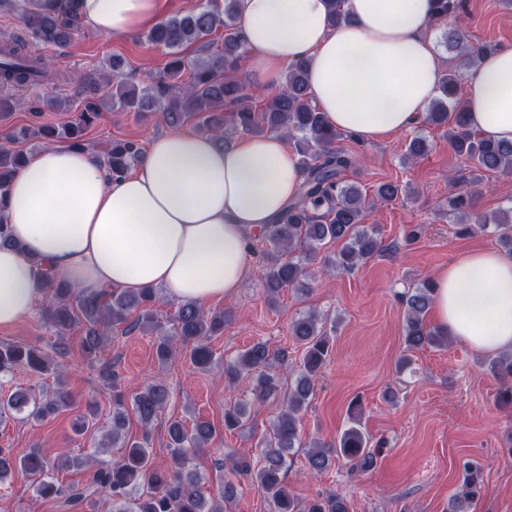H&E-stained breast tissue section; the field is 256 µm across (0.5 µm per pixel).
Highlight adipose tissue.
I'll list each match as a JSON object with an SVG mask.
<instances>
[{"label":"adipose tissue","instance_id":"adipose-tissue-1","mask_svg":"<svg viewBox=\"0 0 512 512\" xmlns=\"http://www.w3.org/2000/svg\"><path fill=\"white\" fill-rule=\"evenodd\" d=\"M334 28L327 0H237L254 66L278 80L294 61L329 123L364 142L412 128L442 77L431 0H346ZM87 22L114 38L160 22L158 0H80ZM467 119L512 143V49L488 53L468 79ZM299 159L281 134L228 147L191 131L153 139L143 160L112 178L103 155L46 146L13 180L0 247V328L28 315L44 271L88 293L152 287L179 301L234 298L249 270L251 232L298 197ZM440 331L480 353L512 349V258L461 254L433 279Z\"/></svg>","mask_w":512,"mask_h":512}]
</instances>
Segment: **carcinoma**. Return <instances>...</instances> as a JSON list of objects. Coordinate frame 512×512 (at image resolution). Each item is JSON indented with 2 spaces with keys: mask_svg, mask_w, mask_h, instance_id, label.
<instances>
[{
  "mask_svg": "<svg viewBox=\"0 0 512 512\" xmlns=\"http://www.w3.org/2000/svg\"><path fill=\"white\" fill-rule=\"evenodd\" d=\"M433 3L437 22L446 21L448 15L461 9V0H433ZM0 10L16 13L24 22L27 34L45 46L62 47L85 27L80 0H0ZM145 38L151 44L169 49L164 70L150 83L134 85L125 80L122 59L114 57L107 64L108 75L79 76L82 91L90 97L72 120L43 127L44 140L80 151L97 149L95 142L85 138V131L102 116V100L91 99L102 82L111 85L109 101L113 109L160 111L172 127L192 122L221 147L227 146L224 128L228 125L243 132L266 127L289 136L295 141L304 176L299 197L288 203L276 222L265 225L250 239L252 251L261 254L264 260L262 278L270 300L288 288L302 293L309 291L307 280L311 273L305 262L326 243L338 244L330 265L346 272L395 250V245L384 242L378 230L364 224V220L369 208L397 200L405 189L394 181L381 183L369 199L358 186L343 181L342 174L354 164V159L335 149L341 133L329 125L315 106L307 61L288 65L278 93L267 98L261 107L253 106L264 88L250 86L236 76L247 52L239 33L237 0H203L195 10L153 26ZM217 40L220 47L210 51ZM448 41L459 52L461 64L470 68L494 50L490 44H470L461 30L452 31ZM192 44L207 55L188 60L184 50ZM461 78L458 69L442 76L439 94L428 107L425 123L443 131L454 152L470 163V169L511 172L512 143L483 139L469 129L466 102L460 91ZM54 80L55 74L49 71L48 63L28 53L22 38L0 45V84L44 85ZM104 155L109 172L120 178L143 159L144 151L132 140L114 139ZM27 158L22 151L0 146V204ZM451 188L448 208L459 222L458 234L467 235L477 227L494 236L512 253V197L508 198V206L481 214L474 211V197L460 185L459 178H451ZM45 292L46 324L61 336L81 328L80 347L90 359L102 349L104 331L124 324L127 332L139 328L156 335L155 353L162 363L175 352L174 339L178 338L186 346L194 366L201 369L218 366L210 340L224 333L227 316L222 310L211 312L184 303L173 315L170 332L154 313L159 300L158 290L154 288L107 289L89 294L48 272ZM401 300L405 312V351L448 344L447 336L426 324L434 300L430 280L415 284L401 295ZM289 332L303 348V355L295 382L284 393L285 409L261 442L259 465L247 460L233 465L232 478L224 481V499H232L235 482L245 479L272 501L275 512H348L343 499L336 495L303 503L288 490L283 473L285 455L302 443L298 413L314 396L316 378L329 361L333 348V336L328 333L325 321L313 311L293 321ZM68 355L69 347L63 343L55 344L49 352L36 345L0 343V376L12 375L19 369L47 374L62 368ZM270 357L268 344L258 341L224 362V378L233 383L242 374H251L255 379L254 401L261 403L275 397L281 386L277 378L266 372ZM490 369L498 377L512 379V353L500 354ZM167 400L168 388L161 381L145 386L133 397L129 407L121 395H115L111 430L102 435L93 454L66 455L50 462L35 448L15 453L0 450V484L16 470L26 472L35 477L39 497H63V512H93L97 497L102 494L112 500V512H220L221 506L208 504L199 489L200 477L190 469L195 452L214 437L215 430L209 422L198 421L190 430L178 420L170 422L167 447L174 467L160 469L152 459L147 428L157 419ZM72 403L70 392L60 384L37 393L19 388L0 397V420L10 416L35 424ZM130 412L145 428L139 438L124 435ZM249 418L248 403L237 402L224 410V429L238 430ZM116 444L122 448L118 458L112 461L98 457L102 449ZM378 447L384 444L372 446L361 423L360 404L355 403L351 407L350 425L341 433L336 448L328 451L313 446L307 452L306 465L311 473L320 474L331 466L335 457L346 461L350 473H362L375 465ZM83 468L92 473L82 486H71L63 493L53 481L55 473ZM463 471V501L469 503L480 493L481 467L467 461Z\"/></svg>",
  "mask_w": 512,
  "mask_h": 512,
  "instance_id": "carcinoma-1",
  "label": "carcinoma"
}]
</instances>
